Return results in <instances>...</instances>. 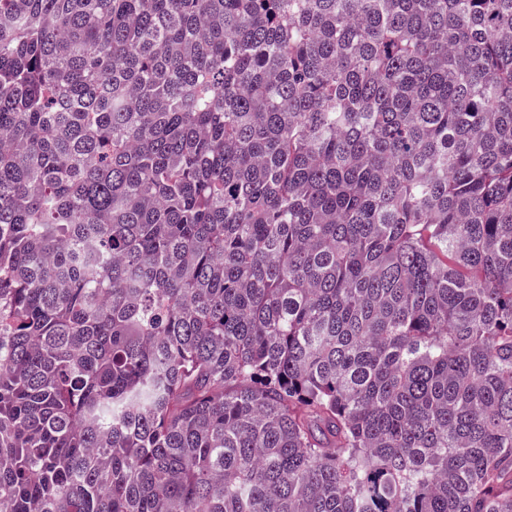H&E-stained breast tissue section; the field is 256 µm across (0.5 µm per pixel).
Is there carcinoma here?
<instances>
[{"label":"carcinoma","mask_w":512,"mask_h":512,"mask_svg":"<svg viewBox=\"0 0 512 512\" xmlns=\"http://www.w3.org/2000/svg\"><path fill=\"white\" fill-rule=\"evenodd\" d=\"M0 512H512V0H0Z\"/></svg>","instance_id":"cac0c4a2"}]
</instances>
